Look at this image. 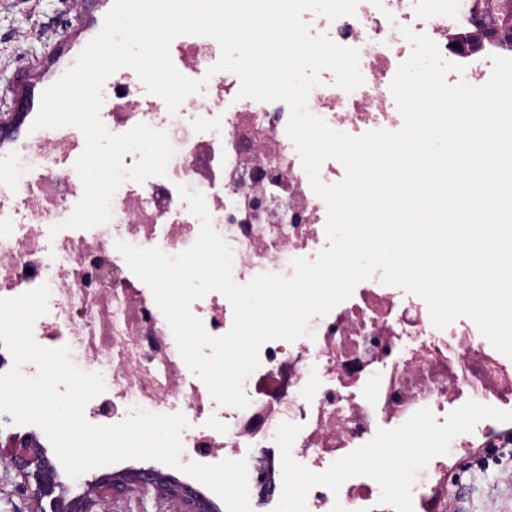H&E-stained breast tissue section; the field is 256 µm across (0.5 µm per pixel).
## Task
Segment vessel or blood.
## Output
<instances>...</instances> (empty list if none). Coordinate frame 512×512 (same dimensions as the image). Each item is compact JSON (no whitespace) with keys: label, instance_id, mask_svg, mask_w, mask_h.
I'll return each instance as SVG.
<instances>
[{"label":"vessel or blood","instance_id":"vessel-or-blood-1","mask_svg":"<svg viewBox=\"0 0 512 512\" xmlns=\"http://www.w3.org/2000/svg\"><path fill=\"white\" fill-rule=\"evenodd\" d=\"M33 139L66 140L64 149L55 152L47 165L35 168L27 180V191L24 197L15 194H0V222L14 224L26 218L30 209L46 212L55 206L53 199L45 194V185L54 177H64L71 173L74 163L85 147V140L73 132L69 127L56 128L51 131L37 130L32 134Z\"/></svg>","mask_w":512,"mask_h":512}]
</instances>
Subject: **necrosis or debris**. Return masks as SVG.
<instances>
[{
  "instance_id": "obj_1",
  "label": "necrosis or debris",
  "mask_w": 512,
  "mask_h": 512,
  "mask_svg": "<svg viewBox=\"0 0 512 512\" xmlns=\"http://www.w3.org/2000/svg\"><path fill=\"white\" fill-rule=\"evenodd\" d=\"M313 32L357 49L363 84L353 92L321 74L308 99L311 113L331 128L359 136L395 131L403 119L390 90L411 53L400 32L430 37L455 64L448 83L484 85L501 47L462 52V35L478 36L471 0H360L354 15L335 21L307 11ZM203 92L176 112L162 99L141 108L145 92L128 67L112 75V131L144 123L168 134L175 153L162 177L124 182L113 196L112 218L92 236H66L53 251L35 228L0 224V297L48 285V312L34 331L59 336L81 364L111 367L89 416L120 422L133 409L183 413L185 460H242L248 449H269L265 467H249V486L277 484L284 472L304 474L283 487L294 512H448V481L456 455L471 448L512 446V358H506L467 317L433 326L418 296L371 278L325 315L308 322L309 335L273 340L244 383L247 408L222 405L181 358L150 288L116 248L124 241L174 256L196 241L200 223L178 193L201 192L214 229L233 252L232 278L248 283L263 273L292 276L296 258L315 260L327 247V208L313 191L286 133L281 102L238 98L239 79L211 73ZM111 279L98 277L102 262ZM209 334L233 324L230 302L218 292L191 305ZM471 406L488 415L465 419ZM422 431L430 451L419 458L409 493L390 491L387 471L405 468L392 457L387 470L363 463L382 433Z\"/></svg>"
}]
</instances>
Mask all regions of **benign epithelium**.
Segmentation results:
<instances>
[{
    "mask_svg": "<svg viewBox=\"0 0 512 512\" xmlns=\"http://www.w3.org/2000/svg\"><path fill=\"white\" fill-rule=\"evenodd\" d=\"M0 458L9 461L25 487L32 491L36 505L33 512H98L97 506L105 499L113 501L116 495L126 491L150 490L157 498L178 503L179 512H212L207 497L169 481L151 468L98 475L85 482L82 493L73 495L32 435H12L4 443L0 441Z\"/></svg>",
    "mask_w": 512,
    "mask_h": 512,
    "instance_id": "7a95c632",
    "label": "benign epithelium"
}]
</instances>
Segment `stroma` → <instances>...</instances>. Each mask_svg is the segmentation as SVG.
I'll use <instances>...</instances> for the list:
<instances>
[{"label":"stroma","instance_id":"1","mask_svg":"<svg viewBox=\"0 0 512 512\" xmlns=\"http://www.w3.org/2000/svg\"><path fill=\"white\" fill-rule=\"evenodd\" d=\"M95 0H0V112H27L87 38ZM457 512H512V458L475 471Z\"/></svg>","mask_w":512,"mask_h":512}]
</instances>
